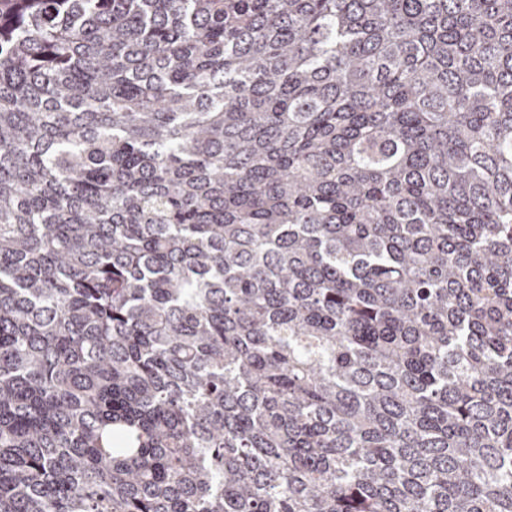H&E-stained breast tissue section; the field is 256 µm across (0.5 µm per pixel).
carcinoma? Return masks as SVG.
Masks as SVG:
<instances>
[{"mask_svg":"<svg viewBox=\"0 0 512 512\" xmlns=\"http://www.w3.org/2000/svg\"><path fill=\"white\" fill-rule=\"evenodd\" d=\"M0 512H512V0H0Z\"/></svg>","mask_w":512,"mask_h":512,"instance_id":"cac0c4a2","label":"carcinoma"}]
</instances>
